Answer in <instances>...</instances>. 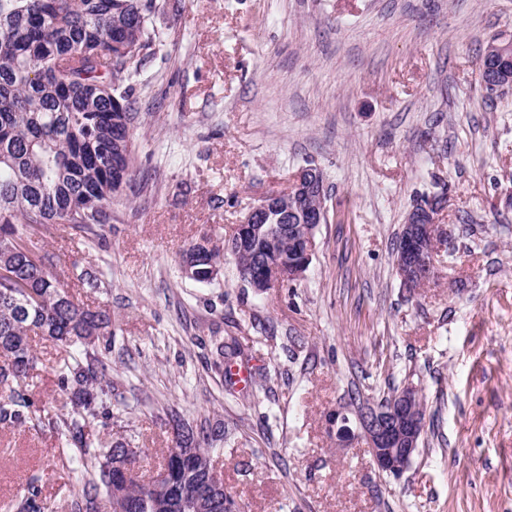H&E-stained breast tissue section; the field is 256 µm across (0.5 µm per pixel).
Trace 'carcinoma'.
Segmentation results:
<instances>
[{"label": "carcinoma", "instance_id": "carcinoma-1", "mask_svg": "<svg viewBox=\"0 0 512 512\" xmlns=\"http://www.w3.org/2000/svg\"><path fill=\"white\" fill-rule=\"evenodd\" d=\"M160 8L158 0H0V425L28 424L57 436L62 464L83 480L74 512H155L162 499L182 512L183 492L194 512H215L195 493L224 432L205 423L187 427L176 408L166 407L176 435L163 465H172L175 453L184 456L173 482L126 477L121 467L131 440L95 434L112 420V398L120 395L102 357L112 351L110 314L74 301L50 259H32L24 244L28 232L48 224H67L94 241L112 223V199L134 177L135 87L163 42L152 25ZM228 255L241 281L259 291L264 284L249 279L259 258L285 267L297 258L286 235L241 243L232 233L221 248L190 244L180 260H195L192 280L209 283L211 267ZM34 337L65 351L55 368L61 410L30 392ZM212 355L222 375L239 352L236 343L215 338ZM5 508L46 512L39 479L30 477Z\"/></svg>", "mask_w": 512, "mask_h": 512}]
</instances>
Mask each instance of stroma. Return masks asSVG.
<instances>
[{
	"instance_id": "35a3bbf8",
	"label": "stroma",
	"mask_w": 512,
	"mask_h": 512,
	"mask_svg": "<svg viewBox=\"0 0 512 512\" xmlns=\"http://www.w3.org/2000/svg\"><path fill=\"white\" fill-rule=\"evenodd\" d=\"M153 24L165 41L135 93L137 175L106 247L65 224L26 241L61 282L97 278L74 295L112 314L127 404L99 436L131 438L151 476L173 438L162 407L223 424L237 512H512V92L479 83L512 0H168ZM308 164L328 218L301 280L259 294L230 257L211 283L182 275L187 244L224 238ZM433 194L458 248L409 292L396 240ZM215 331L244 353L242 403L210 368ZM408 383L425 405L408 469L337 446L336 412ZM59 451L50 432L0 428V505L36 476L48 512H73L81 476Z\"/></svg>"
}]
</instances>
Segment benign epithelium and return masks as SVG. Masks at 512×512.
<instances>
[{"label":"benign epithelium","instance_id":"7a95c632","mask_svg":"<svg viewBox=\"0 0 512 512\" xmlns=\"http://www.w3.org/2000/svg\"><path fill=\"white\" fill-rule=\"evenodd\" d=\"M495 47L499 55L483 67V85L501 89L500 73L512 62V33L495 36ZM327 192L325 180L316 166L300 168L292 176L288 190L271 194L251 205L237 224L241 237L250 238L265 231L268 224H279L300 242V259L292 266L288 279L294 281L303 276L316 250V239L308 233L306 225L323 223L326 214ZM433 201L419 202L408 212L401 230L400 254L395 261V270L401 284L411 288L417 281H427L434 275L433 263L426 258L430 251L435 231L443 232L442 241L448 251H455L456 237L453 227L436 224ZM266 286L282 284V267L270 262L261 264ZM417 386L408 383L398 390L390 407L366 404L355 412V421L336 412V442L346 444L356 437H363L375 463L381 472L399 474L410 465L419 451V441L424 428V411L419 405ZM224 475L213 470L208 486L202 493L212 497L215 503L222 502Z\"/></svg>","mask_w":512,"mask_h":512}]
</instances>
